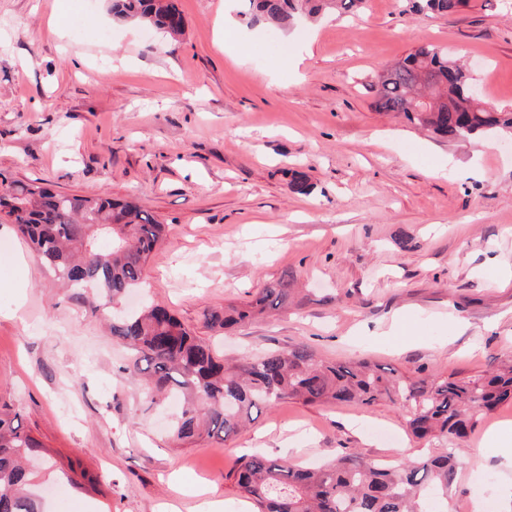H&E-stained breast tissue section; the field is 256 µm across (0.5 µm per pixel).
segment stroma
<instances>
[{"instance_id":"stroma-1","label":"stroma","mask_w":512,"mask_h":512,"mask_svg":"<svg viewBox=\"0 0 512 512\" xmlns=\"http://www.w3.org/2000/svg\"><path fill=\"white\" fill-rule=\"evenodd\" d=\"M180 39L113 16L111 0H0V178L137 199L165 227L143 269L168 307L225 359L307 346L322 359L472 377L512 357V139L439 138L375 111L367 85L422 44L447 47L489 104L512 111V0L461 12L367 0L289 30L249 24L241 0H178ZM309 186L290 187L294 175ZM293 272L288 308L224 333L210 310ZM130 351L0 223V410L61 460L46 512H203L245 506L225 474L260 448L293 464L358 452L398 464L426 450L398 406L286 400L237 435L175 442L171 403L123 373ZM512 404L460 441L448 512H496L512 469L483 452Z\"/></svg>"}]
</instances>
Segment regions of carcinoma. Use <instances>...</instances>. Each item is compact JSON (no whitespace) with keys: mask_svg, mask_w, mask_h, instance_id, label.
<instances>
[{"mask_svg":"<svg viewBox=\"0 0 512 512\" xmlns=\"http://www.w3.org/2000/svg\"><path fill=\"white\" fill-rule=\"evenodd\" d=\"M252 21L286 28L302 16L327 9L343 13L366 0H248ZM469 0H420L416 11L454 14ZM113 15L148 24L173 37L184 18L176 0H112ZM373 106L395 112L450 141L512 130V111L485 106L473 77L448 54L424 44L399 59L370 84ZM4 192L14 206L0 210V223L14 224L55 276L88 300L90 312H112V337L131 347L123 367L141 377L154 395L189 394L174 423L179 441L227 439L250 420L252 410L285 399L306 404L330 401L371 407L382 401L405 411L412 436L439 439L444 452L399 467L357 454L320 467H302L256 450L236 459L225 475L239 496L259 512H448V486L458 459L452 444L467 436L477 416L512 403V362L469 378L409 376L365 360L325 361L305 346L270 351L257 359L224 365L213 348L193 335L167 308L146 305L120 312L121 303L142 284L149 256L164 226L135 201L54 192L40 181L11 183ZM294 275L284 273L241 304L204 314L213 327L231 329L266 311L288 305ZM39 454L47 469L77 489L92 491L96 480L73 462L59 464L17 417L0 414V512H43L34 491L37 472L24 461Z\"/></svg>","mask_w":512,"mask_h":512,"instance_id":"carcinoma-1","label":"carcinoma"}]
</instances>
